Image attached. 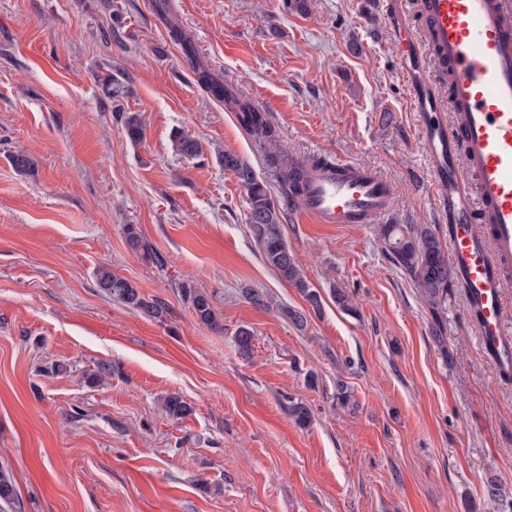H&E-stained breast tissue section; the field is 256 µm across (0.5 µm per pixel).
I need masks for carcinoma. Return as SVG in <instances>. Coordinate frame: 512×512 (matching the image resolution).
Listing matches in <instances>:
<instances>
[{
  "instance_id": "cac0c4a2",
  "label": "carcinoma",
  "mask_w": 512,
  "mask_h": 512,
  "mask_svg": "<svg viewBox=\"0 0 512 512\" xmlns=\"http://www.w3.org/2000/svg\"><path fill=\"white\" fill-rule=\"evenodd\" d=\"M170 38L180 44L185 57L192 60L198 84L213 97L234 105V108L245 117L246 129L259 143L263 145L272 143L276 133L264 113L245 99L224 95V84L208 68L195 62L194 49L180 30L171 29ZM102 85L106 95L111 99H121L126 95V86L112 78L110 74L102 78ZM123 127L132 143L138 144L142 141L144 125L139 113L123 115ZM171 143L173 151L178 155L196 157L200 153L197 140L186 130L175 131L171 137ZM218 163L225 170L233 172L247 190V226L264 261L282 281L296 289L314 312H321L323 308L321 294L307 280L302 266L285 238L283 209L274 202L267 186L257 179L252 168L238 156L222 153L218 156ZM124 234L128 246L133 251L142 253L159 267L165 265V259L154 252L153 248L143 240L136 231L135 225H125ZM379 239L384 244L385 252L392 262L411 278L419 290L434 317L433 339L438 344L443 343L442 304L448 288L456 279V274L448 262L438 236L424 224H383L379 229ZM96 284L100 292L114 302L121 303L160 323L167 318L169 308L164 301L142 297L138 288L134 287L130 281L107 267L97 269ZM179 291L184 300L190 304L200 323L216 331L223 329L214 309L211 294L186 283L181 285ZM253 341L252 329L241 326L236 330L235 343L243 354L251 353ZM162 409L173 421L186 419L196 412L195 407L177 393H171L162 398ZM288 414L295 423L303 427L309 425L312 420L310 408L295 399L289 400ZM0 502L12 506L16 503L15 488L2 469L0 470Z\"/></svg>"
}]
</instances>
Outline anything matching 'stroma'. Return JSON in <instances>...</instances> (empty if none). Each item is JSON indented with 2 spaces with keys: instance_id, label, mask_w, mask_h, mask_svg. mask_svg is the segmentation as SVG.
I'll return each instance as SVG.
<instances>
[{
  "instance_id": "stroma-1",
  "label": "stroma",
  "mask_w": 512,
  "mask_h": 512,
  "mask_svg": "<svg viewBox=\"0 0 512 512\" xmlns=\"http://www.w3.org/2000/svg\"><path fill=\"white\" fill-rule=\"evenodd\" d=\"M287 2L0 0V468L21 512H512V379L483 352L464 290L449 289L436 344L375 225L289 216L315 314L248 234L247 191L216 157H240L280 204L281 166L197 83L170 27L266 113L286 160L366 165L394 190L383 223L449 241L392 20L373 0H308L304 14ZM105 74L128 87L120 103ZM122 110L140 113V143ZM179 128L200 156L173 152ZM17 151L34 172L16 171ZM128 224L165 267L130 249ZM100 267L164 300L166 320L102 295ZM183 282L211 294L223 330L196 321ZM101 363L113 370L99 381ZM170 393L195 414L170 420ZM292 398L309 426L289 417ZM491 476L503 501L483 494Z\"/></svg>"
}]
</instances>
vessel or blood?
<instances>
[{
    "label": "vessel or blood",
    "mask_w": 512,
    "mask_h": 512,
    "mask_svg": "<svg viewBox=\"0 0 512 512\" xmlns=\"http://www.w3.org/2000/svg\"><path fill=\"white\" fill-rule=\"evenodd\" d=\"M382 7L396 23V54L412 63L407 78L429 149L434 201L448 215L449 261L484 350L499 365H512V334L500 308L512 277V0H419L424 44L409 34L400 0H383ZM427 49L448 77V102L415 67ZM294 168L299 223L372 224L392 206L390 184L367 166L339 157L301 159Z\"/></svg>",
    "instance_id": "obj_1"
}]
</instances>
